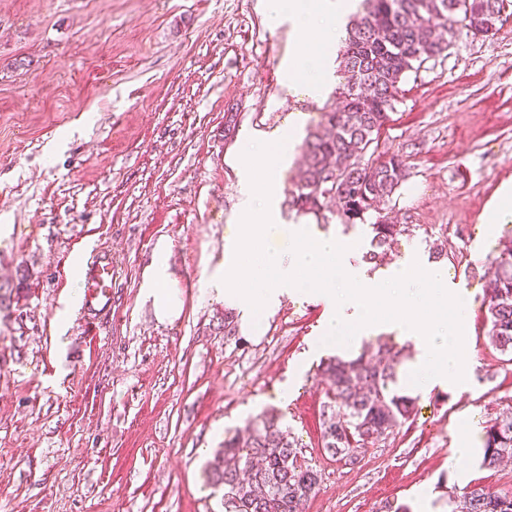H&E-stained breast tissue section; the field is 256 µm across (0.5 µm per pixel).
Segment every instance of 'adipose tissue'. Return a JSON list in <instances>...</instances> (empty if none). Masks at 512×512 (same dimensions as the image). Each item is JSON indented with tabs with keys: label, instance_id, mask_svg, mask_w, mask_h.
<instances>
[{
	"label": "adipose tissue",
	"instance_id": "obj_1",
	"mask_svg": "<svg viewBox=\"0 0 512 512\" xmlns=\"http://www.w3.org/2000/svg\"><path fill=\"white\" fill-rule=\"evenodd\" d=\"M348 7V0H268L272 18L288 17L295 30L311 37L291 66L289 88L300 86L313 96L322 90L327 59L345 34Z\"/></svg>",
	"mask_w": 512,
	"mask_h": 512
}]
</instances>
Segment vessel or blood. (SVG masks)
Returning a JSON list of instances; mask_svg holds the SVG:
<instances>
[{
  "label": "vessel or blood",
  "instance_id": "1",
  "mask_svg": "<svg viewBox=\"0 0 512 512\" xmlns=\"http://www.w3.org/2000/svg\"><path fill=\"white\" fill-rule=\"evenodd\" d=\"M83 298L78 322L88 334H95L100 314L112 310L113 265L111 252L88 251L79 271Z\"/></svg>",
  "mask_w": 512,
  "mask_h": 512
}]
</instances>
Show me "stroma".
<instances>
[{"label": "stroma", "mask_w": 512, "mask_h": 512, "mask_svg": "<svg viewBox=\"0 0 512 512\" xmlns=\"http://www.w3.org/2000/svg\"><path fill=\"white\" fill-rule=\"evenodd\" d=\"M300 50L264 0H0V512H224L210 466L271 409L320 475L305 512H448L453 487L512 492V462L452 463L462 429L482 447L512 403L482 304L512 242V222L484 221L512 188V17L458 31L409 73L380 133L378 153L406 165L382 212L417 227L391 258L427 262L447 237L468 375L419 394L414 419L353 465L322 446L319 364L389 328L325 345L323 306L285 295L259 338L228 336L207 287L241 218L243 136L308 131L336 101L287 92ZM94 247L118 273L91 337L68 292ZM160 256L182 303L164 322L147 296Z\"/></svg>", "instance_id": "35a3bbf8"}]
</instances>
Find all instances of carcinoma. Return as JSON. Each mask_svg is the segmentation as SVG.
Listing matches in <instances>:
<instances>
[{"label": "carcinoma", "instance_id": "obj_1", "mask_svg": "<svg viewBox=\"0 0 512 512\" xmlns=\"http://www.w3.org/2000/svg\"><path fill=\"white\" fill-rule=\"evenodd\" d=\"M512 0H363L350 21L340 53L345 82L335 108L323 113L302 145L301 177L288 190L286 204L297 215H312L325 230L329 218L343 233L358 228L369 239L363 258L375 263L402 235L416 226L366 216L392 197L406 177L397 155L367 157L389 120V111L410 72L448 50L457 26L477 36L497 28ZM495 279L484 299L489 344L512 356V246L494 260ZM403 350L386 342L376 353L354 359L330 356L320 364L330 381L322 409L323 448L343 460L387 438L415 414L416 398L399 389ZM298 444L282 430L280 419L265 413L248 437L224 438L213 477L224 485V512H304L317 492L319 476L300 462ZM512 457V405L486 426L480 466L493 468ZM457 489L448 491V499ZM462 512H512V495L478 485L460 495Z\"/></svg>", "mask_w": 512, "mask_h": 512}]
</instances>
